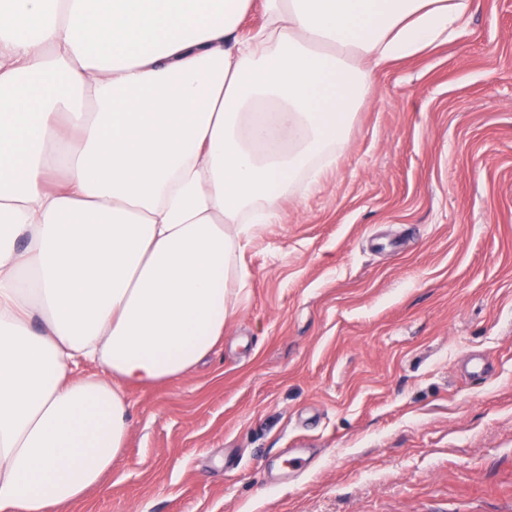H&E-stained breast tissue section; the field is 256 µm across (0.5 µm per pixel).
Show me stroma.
Wrapping results in <instances>:
<instances>
[{"mask_svg": "<svg viewBox=\"0 0 512 512\" xmlns=\"http://www.w3.org/2000/svg\"><path fill=\"white\" fill-rule=\"evenodd\" d=\"M249 236L223 341L126 388L70 512H512V0L376 66L321 187Z\"/></svg>", "mask_w": 512, "mask_h": 512, "instance_id": "obj_1", "label": "stroma"}]
</instances>
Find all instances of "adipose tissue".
I'll list each match as a JSON object with an SVG mask.
<instances>
[{"mask_svg":"<svg viewBox=\"0 0 512 512\" xmlns=\"http://www.w3.org/2000/svg\"><path fill=\"white\" fill-rule=\"evenodd\" d=\"M0 0V512H67L129 431L126 387L224 337L240 224L345 151L373 65L473 0ZM84 365L93 374H80Z\"/></svg>","mask_w":512,"mask_h":512,"instance_id":"1","label":"adipose tissue"}]
</instances>
